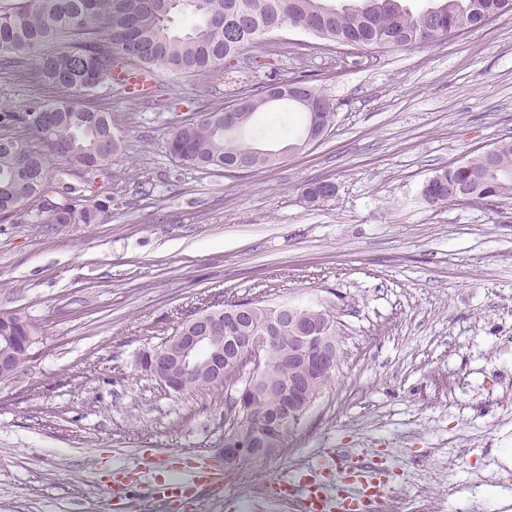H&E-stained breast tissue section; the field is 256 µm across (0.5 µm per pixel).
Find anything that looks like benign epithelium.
Masks as SVG:
<instances>
[{"label": "benign epithelium", "mask_w": 512, "mask_h": 512, "mask_svg": "<svg viewBox=\"0 0 512 512\" xmlns=\"http://www.w3.org/2000/svg\"><path fill=\"white\" fill-rule=\"evenodd\" d=\"M248 104L245 94L233 100L224 114V131L239 130L238 115ZM246 318L248 313L242 307L207 312L193 318L169 343L146 350L139 358L142 370L156 377L166 390L179 393L187 372L207 371L215 385H223L226 363L243 374L269 373L268 345L281 332L294 334L297 348L288 365V385L279 390V402L266 418L258 422L251 419L253 400L261 392L256 382L240 383L227 393L223 448L227 466H239L280 452L286 442L282 431L297 427L316 399L310 376L333 371L337 361L332 337L322 335L315 317L293 306L279 307L271 329L264 335H245ZM20 349L28 350L29 343L13 335L9 321L0 322V373L10 372L13 355Z\"/></svg>", "instance_id": "obj_1"}]
</instances>
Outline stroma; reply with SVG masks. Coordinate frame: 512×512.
<instances>
[{"label": "stroma", "mask_w": 512, "mask_h": 512, "mask_svg": "<svg viewBox=\"0 0 512 512\" xmlns=\"http://www.w3.org/2000/svg\"><path fill=\"white\" fill-rule=\"evenodd\" d=\"M249 53L332 102L309 151L199 169L164 144L231 86L158 72L178 101L160 110L105 83L78 99L124 142L95 177L102 221L0 220V314L36 328L0 379V512H142L148 483L112 499L116 470L165 453L220 464L226 388L173 393L138 359L188 315L251 299L333 313L340 360L286 451L225 471L215 512H247L246 484L331 448L387 458L385 512H512V206L422 195L435 170L512 136V14L381 56L299 29ZM302 132L277 102L247 141L277 150ZM321 179L335 197L307 201Z\"/></svg>", "instance_id": "obj_1"}]
</instances>
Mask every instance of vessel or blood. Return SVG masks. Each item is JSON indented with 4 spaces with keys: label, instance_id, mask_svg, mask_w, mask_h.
<instances>
[{
    "label": "vessel or blood",
    "instance_id": "vessel-or-blood-1",
    "mask_svg": "<svg viewBox=\"0 0 512 512\" xmlns=\"http://www.w3.org/2000/svg\"><path fill=\"white\" fill-rule=\"evenodd\" d=\"M172 462H164L160 474L154 475L151 493L165 504L167 512H187L206 486L224 483L221 469L209 464H191L186 475L176 477ZM391 486L390 474L384 462L363 463L346 461L334 453L324 455L311 469L308 477L293 480L281 476L270 489L277 497L297 498L302 512H325L327 496H334L338 512H373L375 503L386 496Z\"/></svg>",
    "mask_w": 512,
    "mask_h": 512
}]
</instances>
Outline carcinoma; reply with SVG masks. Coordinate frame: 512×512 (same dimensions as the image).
<instances>
[{
    "mask_svg": "<svg viewBox=\"0 0 512 512\" xmlns=\"http://www.w3.org/2000/svg\"><path fill=\"white\" fill-rule=\"evenodd\" d=\"M188 12L191 26L171 28V16ZM512 11V0H433L414 12L405 0H0V71L37 88L44 84L59 91L51 104L33 94L21 111L0 110V219L13 217L24 205L36 204L41 224H96L101 208L84 203L92 180L76 186L63 176L95 175L112 164L122 148L114 133L110 112L85 108L75 101L109 81L125 89L113 71L115 55L132 57L123 72L150 83L158 70L193 75L202 85L234 84L260 109L277 85L300 86L305 97L324 95L308 81L272 77L253 81L249 63H229L241 57L278 22L337 45H358L373 53L414 45L427 17L442 22L447 37L471 30ZM457 164L435 171L423 186L431 204L457 201L448 191L470 180H480L492 199L512 204V137ZM174 158L199 168L224 170L253 163L256 148L243 132L224 134V110L176 127L165 143ZM248 323L255 331L266 326L273 308L254 302ZM270 362L285 361L288 380V341L271 346Z\"/></svg>",
    "mask_w": 512,
    "mask_h": 512,
    "instance_id": "carcinoma-1",
    "label": "carcinoma"
}]
</instances>
